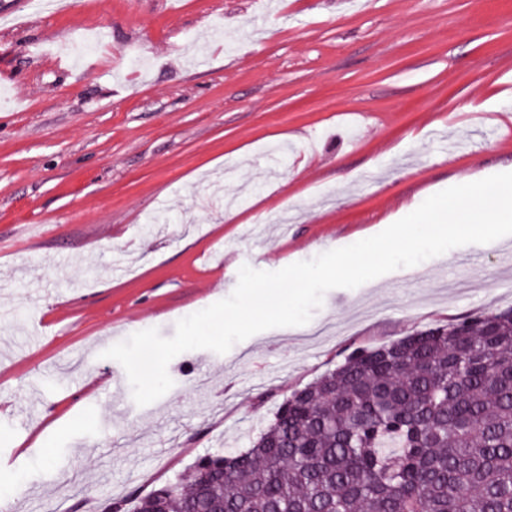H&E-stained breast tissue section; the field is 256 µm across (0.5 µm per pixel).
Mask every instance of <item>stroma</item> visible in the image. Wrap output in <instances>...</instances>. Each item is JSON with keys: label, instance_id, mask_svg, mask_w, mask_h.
<instances>
[{"label": "stroma", "instance_id": "stroma-1", "mask_svg": "<svg viewBox=\"0 0 512 512\" xmlns=\"http://www.w3.org/2000/svg\"><path fill=\"white\" fill-rule=\"evenodd\" d=\"M512 169V0H0V496L87 512L249 448L374 348L512 307V236L302 326L179 354L140 407L111 345Z\"/></svg>", "mask_w": 512, "mask_h": 512}]
</instances>
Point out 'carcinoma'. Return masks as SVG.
I'll list each match as a JSON object with an SVG mask.
<instances>
[{"instance_id": "obj_1", "label": "carcinoma", "mask_w": 512, "mask_h": 512, "mask_svg": "<svg viewBox=\"0 0 512 512\" xmlns=\"http://www.w3.org/2000/svg\"><path fill=\"white\" fill-rule=\"evenodd\" d=\"M130 512H512V308L372 349Z\"/></svg>"}]
</instances>
